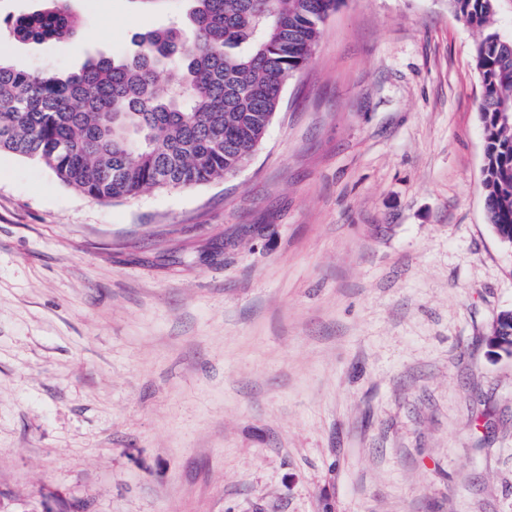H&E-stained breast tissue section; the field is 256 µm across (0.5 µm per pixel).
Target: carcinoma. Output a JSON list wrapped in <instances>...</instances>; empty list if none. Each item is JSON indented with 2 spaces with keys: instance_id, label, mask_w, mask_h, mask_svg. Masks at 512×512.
<instances>
[{
  "instance_id": "carcinoma-1",
  "label": "carcinoma",
  "mask_w": 512,
  "mask_h": 512,
  "mask_svg": "<svg viewBox=\"0 0 512 512\" xmlns=\"http://www.w3.org/2000/svg\"><path fill=\"white\" fill-rule=\"evenodd\" d=\"M186 23L139 36L124 57L66 75L0 62V153L36 160L99 201L191 188L230 175L262 144L285 83L307 64L342 0H190ZM481 33L488 223L512 237V37L493 28L495 0H448ZM68 0H45L10 26L22 43L74 34Z\"/></svg>"
}]
</instances>
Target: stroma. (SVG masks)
<instances>
[{
	"label": "stroma",
	"mask_w": 512,
	"mask_h": 512,
	"mask_svg": "<svg viewBox=\"0 0 512 512\" xmlns=\"http://www.w3.org/2000/svg\"><path fill=\"white\" fill-rule=\"evenodd\" d=\"M72 72L189 0H70ZM479 33L343 0L239 172L100 202L0 154V512H512V249L486 219Z\"/></svg>",
	"instance_id": "stroma-1"
}]
</instances>
